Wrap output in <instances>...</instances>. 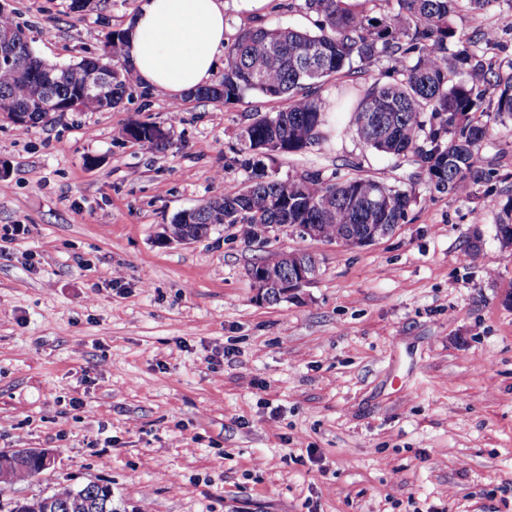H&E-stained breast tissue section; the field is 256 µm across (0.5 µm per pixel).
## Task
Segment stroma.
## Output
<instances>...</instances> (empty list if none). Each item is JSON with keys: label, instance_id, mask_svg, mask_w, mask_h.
Segmentation results:
<instances>
[{"label": "stroma", "instance_id": "35a3bbf8", "mask_svg": "<svg viewBox=\"0 0 512 512\" xmlns=\"http://www.w3.org/2000/svg\"><path fill=\"white\" fill-rule=\"evenodd\" d=\"M289 0H224L253 20L310 27ZM141 0H9L52 63L101 53ZM345 83L327 95L341 137L277 156L279 177L407 180L348 128ZM128 88L103 112L29 129L0 118V449L54 459L0 484L14 502L90 483L126 512H512V247L494 217L512 196V128L481 147L489 194H429L387 237L352 250L288 229L265 242L217 225L164 239L179 212L243 183L232 159L254 111L278 102ZM133 119L165 149L127 141ZM480 233L483 257L468 244ZM302 251L318 276L295 297L256 299L251 265ZM124 278L113 281V269ZM133 130L138 131L135 142L141 146L164 149L166 143H168L167 133L160 125L154 122L133 119L122 128L121 134L126 138Z\"/></svg>", "mask_w": 512, "mask_h": 512}]
</instances>
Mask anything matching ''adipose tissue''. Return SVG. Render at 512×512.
Masks as SVG:
<instances>
[{"mask_svg": "<svg viewBox=\"0 0 512 512\" xmlns=\"http://www.w3.org/2000/svg\"><path fill=\"white\" fill-rule=\"evenodd\" d=\"M138 83L173 96L207 85L228 34L224 0H142L126 25Z\"/></svg>", "mask_w": 512, "mask_h": 512, "instance_id": "obj_1", "label": "adipose tissue"}]
</instances>
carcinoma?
I'll list each match as a JSON object with an SVG mask.
<instances>
[{
  "label": "carcinoma",
  "mask_w": 512,
  "mask_h": 512,
  "mask_svg": "<svg viewBox=\"0 0 512 512\" xmlns=\"http://www.w3.org/2000/svg\"><path fill=\"white\" fill-rule=\"evenodd\" d=\"M288 9L312 19L315 30L280 25H245L224 43V76L195 91L201 99L239 101L256 92L282 100L276 112L255 113L239 137L233 162L247 182L176 215L166 233L173 239H201L217 224H240L247 239L273 224H313L317 238L345 249L362 246L375 224L405 221L419 204L413 186L366 175L327 176L320 169L282 179L267 165L278 155L297 153L342 131L330 125L332 103L324 94L332 79L350 81L351 128L365 149L415 165L432 192L469 197L497 178L483 165L481 147L495 126L512 120V61L494 59L498 39L512 33V0H290ZM491 13L494 25L460 32L453 20ZM103 62L112 78L101 93L81 94L85 60L55 71L48 85H33L29 67L43 68L12 16L0 11V54L16 66L0 65V112H28L39 124L55 104L73 111L116 107L130 72L127 32L105 37ZM138 131L135 142L166 147L167 133L154 122L133 119L121 131ZM496 238L512 246V198L495 213ZM294 252L273 253L252 265L254 274L286 279ZM83 499L78 512H122L119 501L87 486L58 491Z\"/></svg>",
  "instance_id": "carcinoma-1"
}]
</instances>
